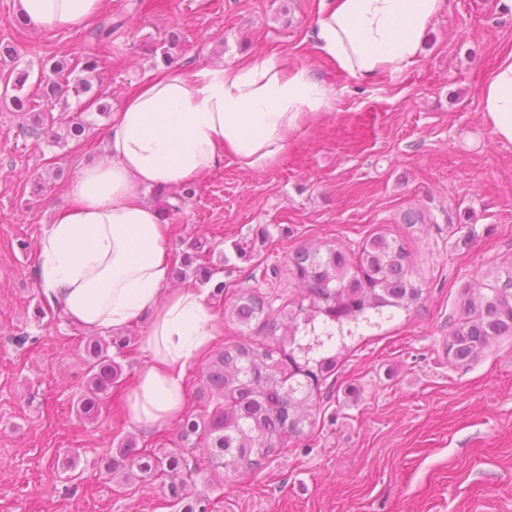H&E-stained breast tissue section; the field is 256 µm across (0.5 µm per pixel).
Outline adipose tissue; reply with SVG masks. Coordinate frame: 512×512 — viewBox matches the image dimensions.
Returning a JSON list of instances; mask_svg holds the SVG:
<instances>
[{
  "instance_id": "obj_1",
  "label": "adipose tissue",
  "mask_w": 512,
  "mask_h": 512,
  "mask_svg": "<svg viewBox=\"0 0 512 512\" xmlns=\"http://www.w3.org/2000/svg\"><path fill=\"white\" fill-rule=\"evenodd\" d=\"M105 0H19L40 31L87 27ZM443 0H322L314 38L319 52L350 76L372 80L418 61ZM485 122L512 143V52L481 89ZM334 93L308 69L256 54L230 67L165 68L112 115L107 158L86 165L67 187L37 245L46 301L92 333L152 321L143 348L153 360L129 397L145 430L178 420L188 366L222 333L205 293L168 290L167 226L145 191L197 181L232 156L249 171L272 166L288 138L334 111Z\"/></svg>"
}]
</instances>
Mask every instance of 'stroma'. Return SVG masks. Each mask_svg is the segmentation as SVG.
Returning <instances> with one entry per match:
<instances>
[{"mask_svg":"<svg viewBox=\"0 0 512 512\" xmlns=\"http://www.w3.org/2000/svg\"><path fill=\"white\" fill-rule=\"evenodd\" d=\"M320 0H106L121 27L110 44L86 31L18 26V0H0V512H175L162 483L119 485L97 465L124 438L158 454L179 426L145 431L128 400L151 362L149 326L123 328V381L98 418L76 411L85 383L84 329L52 311L37 285V243L83 164L104 153L110 117L68 96L92 127L84 140L22 136L29 116L5 93L13 69L42 72L88 54L112 109L163 68L231 66L266 54L311 70L336 109L288 138L262 172L225 157L166 214L170 288H202L224 321L214 344L269 342L273 327L243 326L240 293L280 309L299 289L290 259L302 248L358 250L372 233L405 241L427 293L357 342L314 395V427L261 468L233 477L184 469L205 512H512V336L469 365L444 351L454 318L489 268L512 259V143L485 124L481 86L512 51V0H444L424 50L404 72L362 81L339 71L311 39ZM410 210L430 218L403 222ZM208 268L210 282L196 269ZM223 290H216V283Z\"/></svg>","mask_w":512,"mask_h":512,"instance_id":"1","label":"stroma"}]
</instances>
